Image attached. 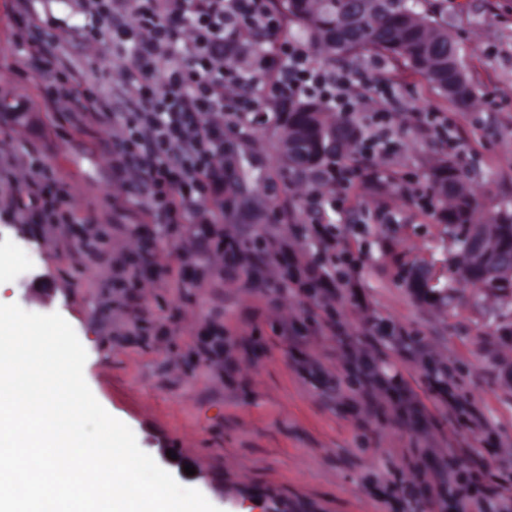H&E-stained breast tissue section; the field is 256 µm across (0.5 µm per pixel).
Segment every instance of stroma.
<instances>
[{"label":"stroma","instance_id":"obj_1","mask_svg":"<svg viewBox=\"0 0 512 512\" xmlns=\"http://www.w3.org/2000/svg\"><path fill=\"white\" fill-rule=\"evenodd\" d=\"M13 0H0V144L31 153L69 185L76 216L112 227L103 259H86L80 245L63 248L66 228L45 229L34 213H0V275L8 282L0 302L39 314L59 313L87 352L84 378L98 402L134 432L154 459L171 450L189 459L196 474L181 485L199 490L220 512H246L261 498L266 512H393L389 482L416 495L411 512H424L428 489L419 475L453 449L466 446L461 466L489 461L493 473L512 474V384L503 364L512 361V294L458 287L451 304L418 298L409 288L412 268L432 265L446 288L448 237L433 215L413 206L398 181L374 199L350 192L344 211L307 212L302 178L281 158L283 128L276 118L255 126L236 150V207L223 222L248 244L275 235L298 251L311 219L341 228L359 223L376 205L397 214L395 224H370L364 237H349L366 255L352 279L358 294L342 293L339 336L319 332L316 298L290 297L274 306L260 289L272 275L266 265L235 277L211 270L199 282L171 278L162 288L121 289L110 278V254L131 248L132 232L151 223L140 199L120 189L112 173L105 129H73L44 98L34 59L18 54ZM431 10L463 45V65L476 98L460 105L440 94L403 60L389 64L398 85L400 135L397 165L427 178L447 150L430 141L420 118L452 113L458 123V157L485 209L512 206V0H416ZM30 225L31 236L17 224ZM143 323H136V316ZM381 318L423 338L427 354L396 350L382 339L367 350L395 365L412 390L422 430L393 416L357 413L344 396L325 399L295 370L300 354L321 359L344 379L343 345L362 338L367 321ZM306 338L296 346L282 336L284 322ZM229 340L237 368L223 372L200 348L211 331ZM450 365L488 433L469 431L435 407L425 385L429 367ZM498 446L488 454V442Z\"/></svg>","mask_w":512,"mask_h":512}]
</instances>
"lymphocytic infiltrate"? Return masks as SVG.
Returning <instances> with one entry per match:
<instances>
[{"label": "lymphocytic infiltrate", "mask_w": 512, "mask_h": 512, "mask_svg": "<svg viewBox=\"0 0 512 512\" xmlns=\"http://www.w3.org/2000/svg\"><path fill=\"white\" fill-rule=\"evenodd\" d=\"M15 2L16 44L39 57L47 100L64 115L78 110L111 127L109 155L117 179L144 197L146 212L158 223L174 232L190 224L183 262L207 252L224 273L235 275L265 260L275 271L263 286L273 301L316 295L325 312L322 330L339 333L336 298L361 257L346 247L338 225H306L311 252L303 259L284 237L254 247L242 243L214 214L231 208L236 197L235 140L260 113L281 121L291 105L304 100L322 101L330 111L352 117L358 130L353 156L319 172V185L305 202L338 211L349 189L384 181L379 163L393 162L402 151L395 83L370 81L362 70L320 66L305 44L288 37L286 19L271 0H75L87 18L77 31L56 30L51 17L31 10V0ZM260 34L272 37L269 48L256 45ZM69 42L104 49L120 64L80 78L59 54ZM362 103L367 109L361 113ZM14 208L37 213L51 227L72 226L87 251L99 254L92 220L74 215L66 184L35 155L0 162V210ZM345 367L359 410L388 409L416 426L404 382L393 381L364 353H349ZM426 383L449 417L468 429L486 430L449 366L432 368ZM428 486L434 505L512 512V479H492L484 463L434 470Z\"/></svg>", "instance_id": "obj_1"}]
</instances>
